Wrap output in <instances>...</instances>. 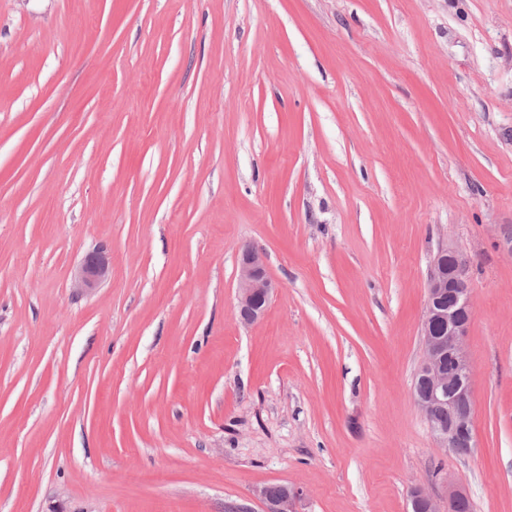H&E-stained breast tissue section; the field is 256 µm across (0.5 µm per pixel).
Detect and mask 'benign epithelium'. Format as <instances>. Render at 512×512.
Masks as SVG:
<instances>
[{
  "mask_svg": "<svg viewBox=\"0 0 512 512\" xmlns=\"http://www.w3.org/2000/svg\"><path fill=\"white\" fill-rule=\"evenodd\" d=\"M109 271V263L100 252L88 254L80 266L76 287L85 292L95 290ZM238 310L241 322L252 324L264 318L276 285L268 275L263 253L255 248L242 252L238 274ZM474 316L471 289L465 277V261L448 246L439 247L429 275L427 300L421 324L423 356L416 377L429 380L431 390L423 396L414 390L438 447L452 449L463 437L466 452L476 447L473 430L471 371L465 350V339ZM448 407L451 421L443 424L435 419L439 409ZM257 495L267 503V512H294L299 489L283 486L277 494L264 486ZM411 512H457L468 500L458 487L448 489V507L440 510L432 495L421 488L412 490Z\"/></svg>",
  "mask_w": 512,
  "mask_h": 512,
  "instance_id": "1",
  "label": "benign epithelium"
}]
</instances>
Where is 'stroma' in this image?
<instances>
[{
    "mask_svg": "<svg viewBox=\"0 0 512 512\" xmlns=\"http://www.w3.org/2000/svg\"><path fill=\"white\" fill-rule=\"evenodd\" d=\"M511 233L512 0H0V512H512ZM442 245L461 456L413 391ZM473 316L465 261L455 249L441 246L433 258L429 275L420 334L423 356L416 373L414 394L438 447L450 451L459 438H465L466 448L460 441L452 451L458 454L463 453L464 448L466 454L476 448L471 371L465 350ZM420 377L430 382L431 390L425 396L416 388ZM445 406L448 407L443 408ZM237 290L241 322L252 324L263 319L276 285L268 275L265 258L260 250L248 248L242 252ZM108 271L109 263L105 255L89 253L78 270L76 287L85 292L93 291L106 278ZM276 486L274 485L272 489V485L264 486L257 491V495L267 503V512H294L293 504L300 495L299 489L285 485L278 492Z\"/></svg>",
    "mask_w": 512,
    "mask_h": 512,
    "instance_id": "35a3bbf8",
    "label": "stroma"
}]
</instances>
